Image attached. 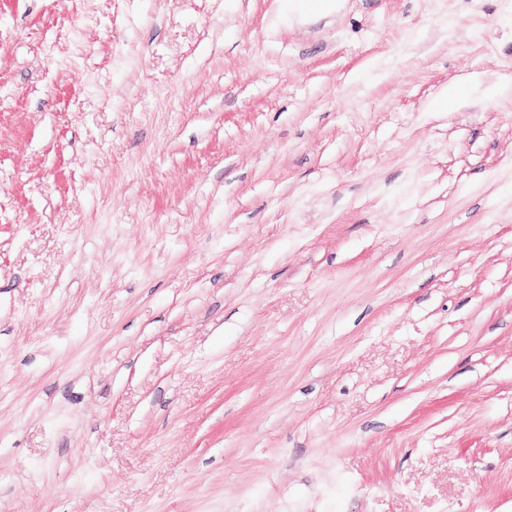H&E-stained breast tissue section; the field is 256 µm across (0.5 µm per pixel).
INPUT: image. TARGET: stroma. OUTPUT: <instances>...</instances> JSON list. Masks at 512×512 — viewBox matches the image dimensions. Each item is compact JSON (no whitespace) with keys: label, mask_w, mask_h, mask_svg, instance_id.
Returning <instances> with one entry per match:
<instances>
[{"label":"stroma","mask_w":512,"mask_h":512,"mask_svg":"<svg viewBox=\"0 0 512 512\" xmlns=\"http://www.w3.org/2000/svg\"><path fill=\"white\" fill-rule=\"evenodd\" d=\"M0 512H512V0H0Z\"/></svg>","instance_id":"35a3bbf8"}]
</instances>
